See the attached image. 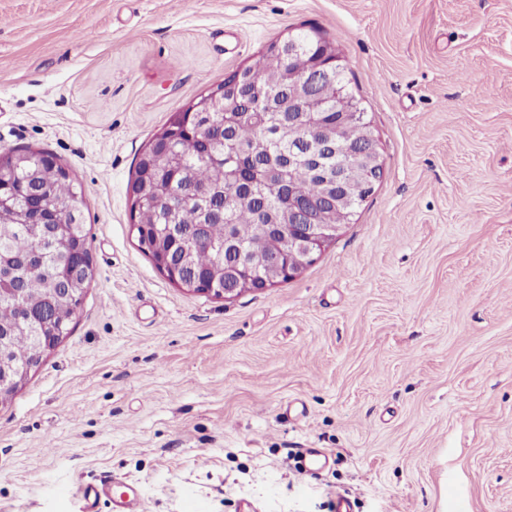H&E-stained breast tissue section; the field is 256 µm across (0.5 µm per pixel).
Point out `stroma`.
Here are the masks:
<instances>
[{
	"mask_svg": "<svg viewBox=\"0 0 512 512\" xmlns=\"http://www.w3.org/2000/svg\"><path fill=\"white\" fill-rule=\"evenodd\" d=\"M300 27L382 175L293 278L180 288L133 228L138 158ZM26 148L81 184L93 278L0 407V512H80L106 475L150 512H512V0H0V151Z\"/></svg>",
	"mask_w": 512,
	"mask_h": 512,
	"instance_id": "1",
	"label": "stroma"
}]
</instances>
